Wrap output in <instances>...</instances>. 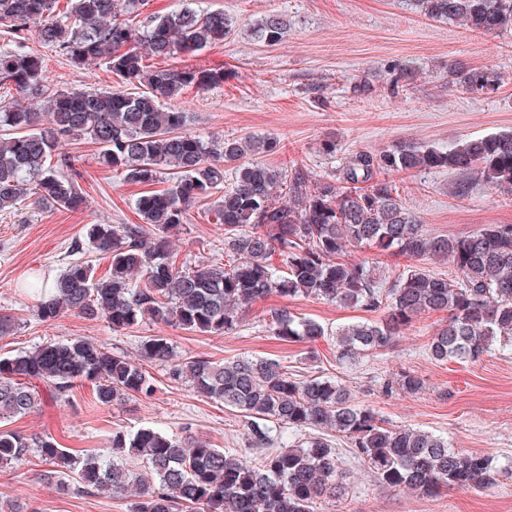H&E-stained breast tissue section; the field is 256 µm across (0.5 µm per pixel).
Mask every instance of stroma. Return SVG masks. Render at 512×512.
<instances>
[{
  "label": "stroma",
  "instance_id": "obj_1",
  "mask_svg": "<svg viewBox=\"0 0 512 512\" xmlns=\"http://www.w3.org/2000/svg\"><path fill=\"white\" fill-rule=\"evenodd\" d=\"M198 11H223L232 18L220 44L197 55L148 59L150 68L220 67L224 84L190 88L178 98L188 115L186 130L205 139L268 137L273 152L260 162L296 164L315 179L335 178L344 158L379 153L396 142L449 146L490 133L512 130V30L475 34L456 23L435 21L412 10L408 0H194ZM281 15L287 29L274 46L258 41L254 23ZM29 48L43 60L52 88L98 90L122 87L104 62L72 66L38 41ZM488 68L500 80L473 93L450 83L451 67ZM410 72L403 91L389 82ZM334 153H324V142ZM63 152L81 156L78 181L86 197L82 209H38L23 202L0 211V312L15 327L0 338V355L29 350L47 341L90 337L109 350L136 356L142 337H168L178 358L227 361L242 355L273 358L300 374L344 383L353 399L376 408L394 425H412L447 437L461 453L482 452L499 465L512 463V351L495 350L475 361L439 363L428 344L445 314L418 316L386 353L350 365L339 362L332 337L316 345L284 342L265 320L270 310L336 329L358 320H380L377 312L340 307L323 300H258L237 332L226 336L191 333L145 319L115 332L101 319L65 314L44 323L34 313L41 284L52 282L84 243L85 227L138 224L136 199L145 187L97 161V146L77 140ZM403 205L420 216L429 233L466 236L484 224H512V197L483 184L461 192L462 178L448 169L396 175ZM216 197L192 204L184 224L168 233L177 264L192 266L224 259V227L216 222ZM147 370L157 387L154 398L102 405L91 384L74 389L68 402L44 401L39 410L13 422L25 435L52 434L66 448L107 453L115 429L154 427L181 439H202L237 455L248 454L247 424L240 413L172 382L165 367ZM411 372L423 387L406 395L383 396L386 378ZM345 495L340 505L318 512H512V473L499 486L482 490H440L424 497L378 483L355 460L344 465ZM45 466L29 456L15 468H0V502L24 512H128L129 498L60 493L44 480Z\"/></svg>",
  "mask_w": 512,
  "mask_h": 512
}]
</instances>
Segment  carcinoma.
<instances>
[{"mask_svg": "<svg viewBox=\"0 0 512 512\" xmlns=\"http://www.w3.org/2000/svg\"><path fill=\"white\" fill-rule=\"evenodd\" d=\"M60 0H0V86L30 95L33 103L0 105V210L29 199L36 208L78 210L85 196L73 171L78 158L60 143L88 138L99 162L121 168L132 183L151 185L162 174L171 185L135 202L142 224H89L86 242L111 257L106 276L75 259L43 293L36 316L65 313L103 318L112 331L150 318L185 331L224 336L243 313L271 294L313 297L365 311L381 321L336 329V358L355 360L386 352L415 317L448 313L428 344L430 359L472 361L496 347L512 350V224H485L465 237L435 236L400 202L391 173L448 168L472 174L491 189L512 194V131L491 133L447 148L398 143L376 155L357 152L336 178L313 180L302 166L245 162L276 142L245 137L205 140L184 132L187 113L173 105L187 87L224 85V68L152 70L150 57L198 53L224 41L231 19L200 12L189 0L135 27L124 15L147 0H66L70 22L56 18ZM434 20L482 34L512 30V0H410ZM287 25L275 13L261 18L255 37L278 44ZM35 38L74 66L105 61L140 92L118 88L48 90L43 62L27 50ZM471 92L494 86L488 69L448 70ZM235 179L224 187V167ZM221 190L217 221L224 225L228 261L177 267L166 232L184 223L187 209ZM413 260L388 280L367 259L342 261L365 249ZM279 253L285 269L273 265ZM442 259L454 276L438 277L419 262ZM143 284L133 282V275ZM269 329L284 342L315 341L325 329L285 309L270 311ZM167 367L207 399L247 419L254 455L244 458L204 440L186 442L160 430L112 431L111 455L64 448L50 434L25 436L0 428V468L34 454L47 478L64 490L106 496L133 494L130 512H314L344 489L342 460L330 433L345 439L352 458L382 484L432 496L442 488L487 489L505 471L483 453L462 454L448 440L417 427L391 426L376 409L358 405L346 386L320 376L300 378L277 359L240 356L217 363L204 357L173 361L165 336L140 340L137 357L108 350L93 339L46 342L0 356V424L36 411L44 397L67 401L89 382L102 404L149 399L156 387L143 364ZM422 387L410 372L389 378L383 395ZM289 445H274L283 437Z\"/></svg>", "mask_w": 512, "mask_h": 512, "instance_id": "carcinoma-1", "label": "carcinoma"}]
</instances>
